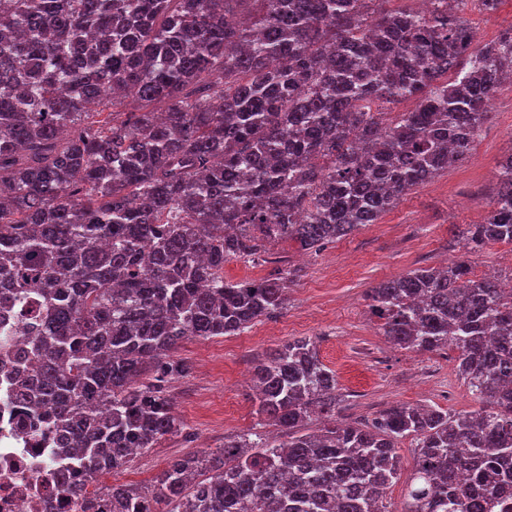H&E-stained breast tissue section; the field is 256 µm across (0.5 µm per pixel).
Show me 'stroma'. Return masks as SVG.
Listing matches in <instances>:
<instances>
[{
  "instance_id": "obj_1",
  "label": "stroma",
  "mask_w": 512,
  "mask_h": 512,
  "mask_svg": "<svg viewBox=\"0 0 512 512\" xmlns=\"http://www.w3.org/2000/svg\"><path fill=\"white\" fill-rule=\"evenodd\" d=\"M465 16L477 32V46H485L512 28V0H501L492 13L470 0ZM511 154L512 84H504L472 154L413 188L377 223L317 254L301 255L296 243L283 241L272 246L269 262L227 261L224 278L231 282L293 269L284 309L236 336L182 342L176 356L189 372L169 381L167 390L185 433L141 450L101 477L100 485L148 482L170 461L219 450L230 436L277 434V427L257 412L251 375L258 361L295 338L315 341L322 362L335 371L342 396L338 413L348 422L364 423L394 404L452 413L478 409L458 373L457 350L415 352L393 345L369 314L368 293L409 271L445 267L463 258L476 277L490 269L500 280L511 279L512 244L494 243L467 255L455 238L458 225L484 221L500 187L499 164Z\"/></svg>"
}]
</instances>
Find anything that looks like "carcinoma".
Returning a JSON list of instances; mask_svg holds the SVG:
<instances>
[{
    "instance_id": "obj_1",
    "label": "carcinoma",
    "mask_w": 512,
    "mask_h": 512,
    "mask_svg": "<svg viewBox=\"0 0 512 512\" xmlns=\"http://www.w3.org/2000/svg\"><path fill=\"white\" fill-rule=\"evenodd\" d=\"M384 2L0 0V304L33 333L14 401L79 457L64 476L79 512H389L409 436L401 512H512V296L464 260L368 299L394 345H453L479 409L340 423L336 373L303 337L253 368L286 440L244 433L147 486L94 485L183 428L166 390L188 372L183 340L285 307L293 270L229 282L226 261L281 241L317 253L473 151L512 28L476 49L470 0ZM500 179L461 231L469 253L512 243V156ZM415 443L411 437L404 438L397 445L399 478L386 490L389 510L400 511L405 500L406 482L415 466Z\"/></svg>"
}]
</instances>
